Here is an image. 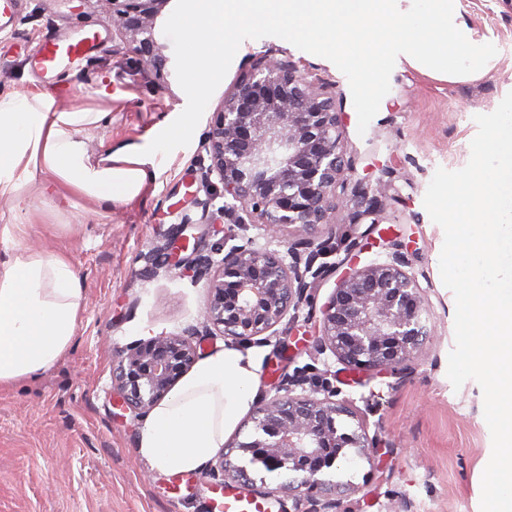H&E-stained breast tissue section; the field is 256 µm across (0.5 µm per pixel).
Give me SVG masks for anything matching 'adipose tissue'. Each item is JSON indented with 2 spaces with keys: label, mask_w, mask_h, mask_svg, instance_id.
<instances>
[{
  "label": "adipose tissue",
  "mask_w": 512,
  "mask_h": 512,
  "mask_svg": "<svg viewBox=\"0 0 512 512\" xmlns=\"http://www.w3.org/2000/svg\"><path fill=\"white\" fill-rule=\"evenodd\" d=\"M111 85L100 83L87 106L70 110L50 92L0 91V198L23 203L31 187L53 212L74 201L108 208L156 187L160 154L184 147L188 113L155 124L136 140L90 153V133L112 122ZM24 225L0 213V385L34 380L73 344L82 290L69 258L20 245ZM260 353L226 346L204 355L153 407L138 451L165 473L200 470L256 400Z\"/></svg>",
  "instance_id": "ef3b65f1"
}]
</instances>
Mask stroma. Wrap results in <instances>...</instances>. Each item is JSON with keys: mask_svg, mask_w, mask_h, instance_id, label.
I'll list each match as a JSON object with an SVG mask.
<instances>
[{"mask_svg": "<svg viewBox=\"0 0 512 512\" xmlns=\"http://www.w3.org/2000/svg\"><path fill=\"white\" fill-rule=\"evenodd\" d=\"M174 8L168 0L156 21L166 64L155 75L144 73L115 35L105 0H18L16 24L0 33V90L23 93L46 82L29 47L55 35L100 31L93 59L61 67L47 82L74 109L86 105L98 81L118 92L112 123L90 138L91 151L106 140L135 139L187 105L173 44L163 32ZM461 12L468 27L497 41L498 66L460 83L406 64L394 68L390 91L366 132L358 130L345 75L283 39H249L212 95L187 152L167 160L154 191L98 211L76 201L48 231L42 217L50 204L38 189L30 190L26 209L18 211L19 223L28 227L24 243L69 257L83 307L73 345L48 372L34 382L0 386V512H212L214 488L232 486L231 477L208 465L177 474L152 468L136 446L146 419L116 408L112 373L120 350L156 336L197 329L193 342L202 354L232 343L205 326L204 281L178 269L146 272L143 256L163 246L184 218L199 222L202 200L215 209L223 205V186L208 171L205 140L225 91L256 55L292 62L343 112L341 145L352 164L345 198H373L382 183L388 192L376 224L350 229L347 208L337 210L327 275L309 291L295 319L245 341L261 352L258 399L272 397L296 374L316 381L322 395L355 412L339 418V429L349 433L364 426L369 447L345 449L323 471L322 487L301 494L292 490L300 482L293 470H266L240 451L233 462L252 480V494L271 499L272 512H312L327 501L330 512H478L491 434L478 383L470 380L456 390L447 377L455 298L435 263L444 231L423 199L437 168L455 171L467 164L475 115L493 112L512 91V0H462ZM387 236L404 246L428 301V334L405 375L351 370L314 344L336 278L352 263L384 260Z\"/></svg>", "mask_w": 512, "mask_h": 512, "instance_id": "stroma-1", "label": "stroma"}]
</instances>
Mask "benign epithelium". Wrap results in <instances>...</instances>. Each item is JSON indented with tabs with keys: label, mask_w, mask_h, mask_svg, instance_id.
I'll use <instances>...</instances> for the list:
<instances>
[{
	"label": "benign epithelium",
	"mask_w": 512,
	"mask_h": 512,
	"mask_svg": "<svg viewBox=\"0 0 512 512\" xmlns=\"http://www.w3.org/2000/svg\"><path fill=\"white\" fill-rule=\"evenodd\" d=\"M112 24L126 40L141 69L160 73L165 65L155 38L156 18L169 0H107ZM341 116L331 98L299 75L287 61L256 58L224 95L213 113L207 145L210 171L224 188L223 218L242 223L249 214L264 231L267 244L250 240L231 247L220 261L204 253L203 236L189 238L177 229L163 249L184 259L197 280H206L205 321L223 336H261L296 308L303 293L316 287L324 266L316 265L323 246L303 240L288 246V255L270 248L286 227L307 232L333 223L348 170L339 137ZM381 203L354 201L350 224L367 218L379 223ZM398 250L384 262L344 272L322 308L316 348L356 368L409 370L408 362L424 336L426 295L417 277L405 270ZM196 347L186 336H157L119 355L113 374L115 405L136 416L164 399L194 365ZM307 379L291 381L260 404L253 414L254 433L234 443L251 461L268 466L288 464L300 473V487L320 485L319 463L332 448H364L366 433L341 432L337 419L351 417L344 403L317 397ZM302 392L295 393V388Z\"/></svg>",
	"instance_id": "obj_1"
}]
</instances>
